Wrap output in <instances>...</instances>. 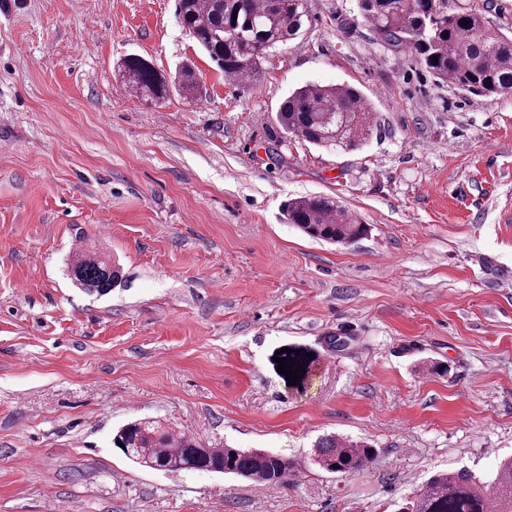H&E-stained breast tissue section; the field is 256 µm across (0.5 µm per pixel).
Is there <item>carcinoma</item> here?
Here are the masks:
<instances>
[{"label":"carcinoma","mask_w":512,"mask_h":512,"mask_svg":"<svg viewBox=\"0 0 512 512\" xmlns=\"http://www.w3.org/2000/svg\"><path fill=\"white\" fill-rule=\"evenodd\" d=\"M358 0L360 16L383 43L408 50L439 82L463 92L489 95L512 93V35L487 17L486 8L453 0ZM182 26L204 50L224 78L253 81L268 50L299 35L307 18L306 0H177ZM467 25H462V22ZM437 60H432V57ZM125 86L146 99L160 101L174 89L193 99L199 88L189 64L167 78L145 59L133 55L122 62ZM286 134L314 146L351 151L378 131L368 100L348 84H307L293 91L277 114ZM286 220L309 237L335 244H351L368 232L333 197H302L288 202ZM73 281L89 292L106 294L122 274L118 265L83 254L70 266ZM287 367L301 364L298 386H304L318 353L292 345ZM300 354H294L295 350ZM312 356H307V353ZM132 462L155 471H200L250 479L277 487L295 474L300 463L263 449L206 448L176 434L158 420H136L114 434ZM374 457V449L332 435L320 437L311 464L328 474L358 471ZM512 512V456L503 458L492 489L466 470L436 473L412 496L396 504L395 512Z\"/></svg>","instance_id":"carcinoma-1"}]
</instances>
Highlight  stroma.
<instances>
[{"label":"stroma","mask_w":512,"mask_h":512,"mask_svg":"<svg viewBox=\"0 0 512 512\" xmlns=\"http://www.w3.org/2000/svg\"><path fill=\"white\" fill-rule=\"evenodd\" d=\"M256 81L225 80L176 0H0V512H392L441 470L512 454V95L437 82L357 0H307ZM191 62L200 101L129 92L126 56ZM348 84L380 124L344 152L282 132L294 90ZM336 198L349 245L288 224ZM118 261L90 293L75 249ZM319 359L291 388L271 359ZM163 419L209 448L300 462L268 489L160 472L112 445ZM337 434L364 470L308 457ZM288 224H296L309 237L335 244H351L368 232V227L348 213L333 197H302L284 208ZM283 348L292 349L291 354H288L287 352H284L282 354L275 353V356H277L279 358L287 357V362H286L287 367L285 368L284 371H286L287 368H292V371H293V369H295V367H298L297 362H300V364L302 366V370L299 372L300 379L298 381V384L296 386H291V387L299 388V387L304 386L305 382L308 379V376L311 372V369H312L314 363L318 359V353L316 351L312 350L311 348L301 346V345H287ZM297 349H300V355L295 354V350H297ZM308 352H312L311 358H308V356H307ZM292 359H295V364H292ZM373 457L374 448L364 442L343 441L336 436L324 435L315 442L310 460L325 473L345 474L362 469Z\"/></svg>","instance_id":"1"}]
</instances>
